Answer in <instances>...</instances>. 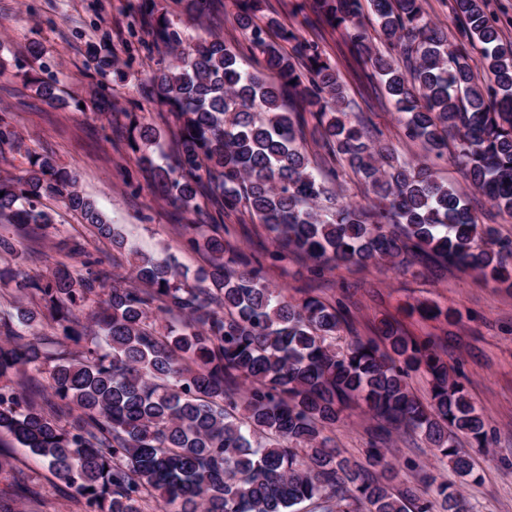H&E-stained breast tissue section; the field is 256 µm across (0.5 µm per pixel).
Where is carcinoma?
Returning <instances> with one entry per match:
<instances>
[{
  "label": "carcinoma",
  "mask_w": 512,
  "mask_h": 512,
  "mask_svg": "<svg viewBox=\"0 0 512 512\" xmlns=\"http://www.w3.org/2000/svg\"><path fill=\"white\" fill-rule=\"evenodd\" d=\"M195 20L224 8L223 0H183ZM245 45L222 39L189 42L158 9L157 0L131 5L139 32L164 48L168 60L149 78L147 101L177 130L174 164H153L152 124L133 126L129 146L148 165L164 198L187 211L207 200L218 218L248 211L271 235V257H308L325 266L366 268L415 259L445 262L512 288V240L483 224L430 162L391 156L365 124L347 118L346 92L319 45L270 20L259 22L261 0H231ZM363 0H312L316 18L345 31L384 83L397 121L411 139L430 144L433 159H449L500 212L512 217V42L501 39L485 0H453L464 43L425 17L422 0H368L393 55L372 52ZM484 60L475 79L468 48ZM262 56L252 71L244 52ZM43 101L60 100L54 84L27 77ZM316 120L315 142L326 172L311 167L305 117ZM13 117L0 115V158L21 151ZM29 168L1 176L0 223L26 234L54 218L51 198L80 215L112 249L125 252L135 282L96 269L100 261L72 240L63 251L84 272L57 263L49 275L19 266L6 270L21 296L0 321V433L47 462L83 512H433L407 487L393 492L389 449L372 440L365 465L343 456L325 432L355 404L395 430L420 434L464 477L478 479L460 438L487 447V424L462 374L431 340L405 335L381 319L374 336L338 340L347 317L308 297L292 301L269 287L259 260L233 252L228 225H212L207 265L189 279L174 260L127 248L48 153L27 152ZM348 166L367 187L368 202L321 205L326 179ZM425 319L457 322L452 308L421 302ZM172 312L183 325L163 324ZM48 321L76 350L53 354L37 328ZM28 329L25 340L14 325ZM55 359L50 390L33 374ZM21 373L25 379L13 382ZM428 385L421 397L409 379ZM446 512H465L461 493L436 482Z\"/></svg>",
  "instance_id": "1"
}]
</instances>
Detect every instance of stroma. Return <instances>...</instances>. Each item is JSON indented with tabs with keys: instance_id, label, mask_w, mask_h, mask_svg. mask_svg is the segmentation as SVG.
I'll return each mask as SVG.
<instances>
[{
	"instance_id": "1",
	"label": "stroma",
	"mask_w": 512,
	"mask_h": 512,
	"mask_svg": "<svg viewBox=\"0 0 512 512\" xmlns=\"http://www.w3.org/2000/svg\"><path fill=\"white\" fill-rule=\"evenodd\" d=\"M129 0H0V113L11 112L28 150L49 151L58 163L72 171L84 196L95 202L128 248L158 258L175 257L182 272L194 274L206 265L203 246H188L186 225L206 224L208 212L192 213L154 194L148 169L139 167L127 139L117 130H129L131 121L153 122L154 108L137 109L142 87L157 69L160 51L148 50L129 32ZM163 12L185 36L212 33L227 41H242L232 8L195 22L185 14L180 0H158ZM261 18L276 19L285 28L317 41L336 66L351 101L352 111L369 117L381 143L397 154L417 161L425 146L407 139L395 120L392 103L372 74L365 56L345 42L339 32L313 24L309 0H263ZM107 41L119 57L120 75L95 73L89 47ZM44 48V80L56 82L61 102L43 103L30 96V108L20 109L17 90L32 60L30 42ZM106 90L114 109L111 116L80 111L76 100H91ZM439 178L467 195L484 223L496 224L512 239V218L500 216L495 207L466 180L452 162H440ZM56 224L39 238H15L11 225L0 224V236L14 238L20 253L38 249L52 255V262L30 264L31 273L49 275L53 261L64 260L60 242L76 238L85 243L104 272L112 270V245L94 227L85 224L63 205H55ZM240 230L232 244L254 255L263 264L270 286L287 289L290 296H315L342 303L350 313L355 335L371 336L380 319L390 318L408 335L432 337L450 366L465 375L469 396L487 420L489 447L474 451L479 480L458 476L418 435L395 434L388 440L389 460L397 477L395 487L418 484L424 473L434 472L439 481L461 490L472 512H512V291L507 292L445 269L440 275L418 274L387 265L365 270L326 269L315 272L312 262L300 255L283 264L270 256L274 245L262 225L248 213L229 218ZM429 302L455 308L460 324L424 319L408 314L409 306ZM376 426L357 406L345 409L341 423L331 434L344 456L361 461ZM0 455L10 462L0 472V497L14 498L18 512H82L68 496L65 484L37 457L0 434ZM26 494H19V487Z\"/></svg>"
}]
</instances>
